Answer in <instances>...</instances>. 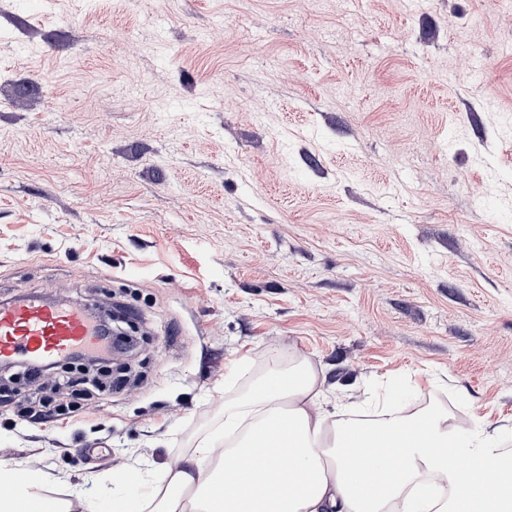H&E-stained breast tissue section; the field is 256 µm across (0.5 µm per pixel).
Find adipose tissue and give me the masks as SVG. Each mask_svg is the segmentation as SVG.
I'll return each mask as SVG.
<instances>
[{
  "instance_id": "ef3b65f1",
  "label": "adipose tissue",
  "mask_w": 512,
  "mask_h": 512,
  "mask_svg": "<svg viewBox=\"0 0 512 512\" xmlns=\"http://www.w3.org/2000/svg\"><path fill=\"white\" fill-rule=\"evenodd\" d=\"M308 361L269 369L246 399L225 403L224 434L168 466L164 494L123 493L112 512H512V456L483 428L431 410L360 426L318 406ZM40 468L0 467V512L42 501Z\"/></svg>"
}]
</instances>
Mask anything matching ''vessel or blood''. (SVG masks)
Masks as SVG:
<instances>
[{
  "label": "vessel or blood",
  "instance_id": "1",
  "mask_svg": "<svg viewBox=\"0 0 512 512\" xmlns=\"http://www.w3.org/2000/svg\"><path fill=\"white\" fill-rule=\"evenodd\" d=\"M82 308L37 298L0 302V362L25 357L49 364L93 342Z\"/></svg>",
  "mask_w": 512,
  "mask_h": 512
}]
</instances>
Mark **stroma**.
<instances>
[{
	"label": "stroma",
	"instance_id": "1",
	"mask_svg": "<svg viewBox=\"0 0 512 512\" xmlns=\"http://www.w3.org/2000/svg\"><path fill=\"white\" fill-rule=\"evenodd\" d=\"M131 319L70 421L0 403V466L100 512L270 365L325 408L512 449V0H0V300ZM237 373H230V366Z\"/></svg>",
	"mask_w": 512,
	"mask_h": 512
}]
</instances>
